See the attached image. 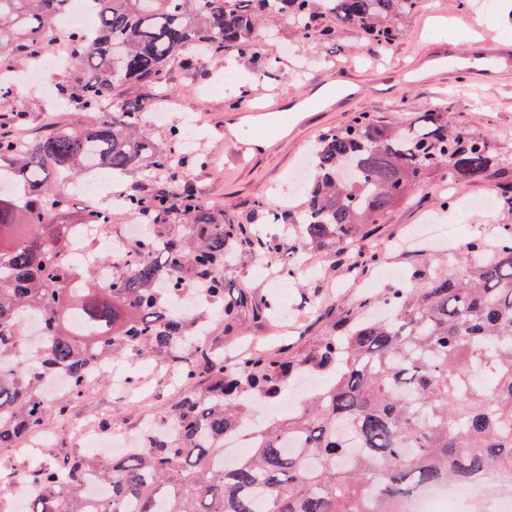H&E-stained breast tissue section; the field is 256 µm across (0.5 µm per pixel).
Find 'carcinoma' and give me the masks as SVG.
<instances>
[{
  "instance_id": "1",
  "label": "carcinoma",
  "mask_w": 512,
  "mask_h": 512,
  "mask_svg": "<svg viewBox=\"0 0 512 512\" xmlns=\"http://www.w3.org/2000/svg\"><path fill=\"white\" fill-rule=\"evenodd\" d=\"M76 0H0V53L29 58ZM419 0H90L92 42L70 34L74 83L69 98L83 126L69 125L20 144L0 134V448L49 424L83 393L87 368L135 352H163L206 391L186 397L145 439L110 457L78 455L62 468L38 465L22 474L34 488L28 512H401L417 488L464 482L485 512H497L490 472L512 476V225L493 252L469 241L472 262L459 272H408L407 287L383 299L390 316L369 314L323 337L315 355L285 361L270 352L234 361L203 340L212 323L188 317L172 302L200 294L233 328L251 308L281 311L276 295L257 301L224 296V272L246 247L276 261L288 248L352 243L404 199L434 168L461 186L496 165L488 139L449 113H423L415 124H390L360 112L312 148V177L301 186L304 211L272 212L262 222L288 237L263 236L193 193L179 197L127 192L123 210L86 213L87 224L119 217L140 222L131 263L108 285L89 288L65 264L69 208L56 181L105 170L172 179L206 164L200 155L160 151L145 132L144 106L107 112L115 89L162 84L169 65L192 69L190 48L231 47L254 53L259 25L288 21L298 40H334L335 18L384 51L400 38L399 18ZM191 220L190 242L168 231L175 216ZM42 319L45 342L26 346L24 323ZM193 350L200 364L182 352ZM333 372L323 391L288 420L253 424L246 394L277 397L295 368ZM65 374L71 390L50 406L43 384ZM249 431L243 458L224 460V439Z\"/></svg>"
}]
</instances>
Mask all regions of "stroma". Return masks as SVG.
<instances>
[{
  "instance_id": "1",
  "label": "stroma",
  "mask_w": 512,
  "mask_h": 512,
  "mask_svg": "<svg viewBox=\"0 0 512 512\" xmlns=\"http://www.w3.org/2000/svg\"><path fill=\"white\" fill-rule=\"evenodd\" d=\"M469 2V7L460 8L454 0H421L414 13L399 20L401 39L385 54L372 51L363 39L353 48L320 42L305 49L299 47L291 28L284 23L279 28L278 44L257 38L254 58H241L227 50L192 71L175 62L161 89L121 87L113 91L110 102L114 105L132 98L147 101L162 96L169 100L168 122L146 129L160 147H168L169 130L178 126L184 115H192L200 123L203 137L198 148L208 164L195 170L191 184L196 192L243 222L252 217L258 202L270 201L276 194L294 196L290 178L299 173L310 146L329 129L348 123L358 112L397 124L409 122L421 112L448 108L475 134L492 143L498 164L486 179L460 188L449 182L446 170L432 171L407 198L391 208L373 231L353 242L351 253H379V264L353 268L335 248H310L301 259L303 275L298 282L285 283L282 288V321L288 325V332L274 333L272 321L243 312L232 331H225L220 324L214 327L211 342L223 350L225 359H234L248 345H259L272 353L284 347L288 359L303 358L337 324L353 319L361 303L394 288V281L384 278V270L405 271L418 265L427 266L432 272L457 270L463 261L460 241L478 239L490 248L498 227L512 225L511 210L494 206L484 212L468 206L473 199H497L503 187L512 183V65L492 80L482 82L474 72L484 63L471 56L473 42L486 34L512 45V28L503 25L499 14H487V0ZM284 44L291 49V57H281L280 47ZM276 56L281 59L280 69L260 71L259 60ZM300 58L308 60L306 70H298L296 61ZM228 60L235 63L243 96L232 102L220 94L202 96L203 86L223 78ZM339 72L361 85L347 107L289 113L287 122L266 137L263 146L239 156H226V127L237 123L240 114L253 103L256 92L279 95L289 102L307 83ZM3 112L21 113L22 123L32 137L77 119L73 110L50 109L40 91L11 87L0 90V113ZM449 201L465 214L456 226V238L429 241L422 252L393 249L395 238L422 226L425 218H447L445 204ZM224 288L234 293L245 290L258 299L272 291L257 256L249 252L238 256L224 278ZM171 366L170 358L161 352L145 356L138 364L126 363L125 372L144 386L149 399L147 408H140L128 394L99 389L85 391L71 403L68 413L99 416V434L107 440L117 426L130 433L138 432L146 419L166 417L184 395L200 390L206 383L200 377L172 385L164 374ZM55 425L61 431L58 441L32 455L15 454L11 469L0 470V485L12 483L14 473L39 464L62 466L81 454V447L65 430V419H57Z\"/></svg>"
}]
</instances>
